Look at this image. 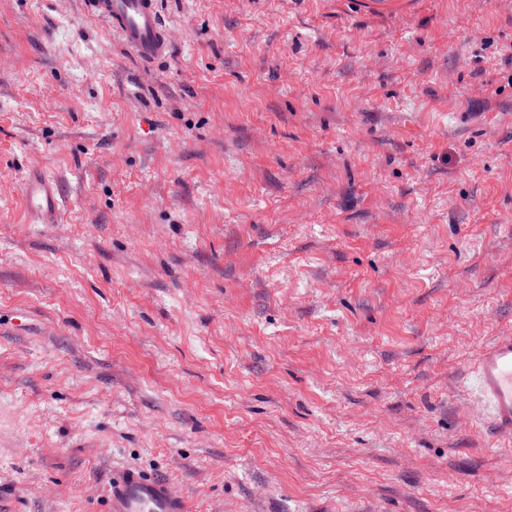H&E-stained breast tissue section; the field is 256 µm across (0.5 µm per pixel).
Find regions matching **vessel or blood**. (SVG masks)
<instances>
[{"label": "vessel or blood", "mask_w": 512, "mask_h": 512, "mask_svg": "<svg viewBox=\"0 0 512 512\" xmlns=\"http://www.w3.org/2000/svg\"><path fill=\"white\" fill-rule=\"evenodd\" d=\"M85 15L105 22L135 58L151 63L165 57L170 44L159 0H82ZM27 210L47 220L57 219L59 199L53 180L34 171L23 184ZM478 390L488 405L498 436L512 437V332L494 337L474 365ZM109 512H189L186 502L168 484L127 470L112 478Z\"/></svg>", "instance_id": "obj_1"}]
</instances>
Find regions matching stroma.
Wrapping results in <instances>:
<instances>
[{"label":"stroma","instance_id":"obj_1","mask_svg":"<svg viewBox=\"0 0 512 512\" xmlns=\"http://www.w3.org/2000/svg\"><path fill=\"white\" fill-rule=\"evenodd\" d=\"M160 9L0 0V512H512V0ZM159 0H82L85 15L105 22L135 58L153 63L170 44ZM22 193L25 206L31 214L48 221L57 219L60 213L59 199L51 177L40 170H34L25 180ZM475 379L491 411V426L500 437H512V332L495 336L477 356ZM188 511L186 502L163 480L132 470L112 477L109 512Z\"/></svg>","mask_w":512,"mask_h":512}]
</instances>
